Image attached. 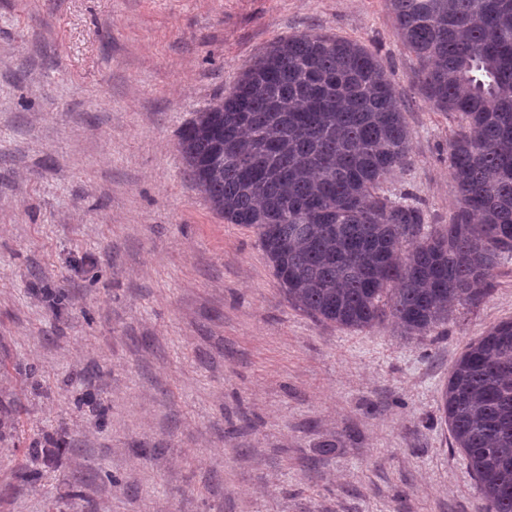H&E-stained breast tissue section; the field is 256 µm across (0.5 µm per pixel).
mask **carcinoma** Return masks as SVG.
<instances>
[{"label":"carcinoma","mask_w":512,"mask_h":512,"mask_svg":"<svg viewBox=\"0 0 512 512\" xmlns=\"http://www.w3.org/2000/svg\"><path fill=\"white\" fill-rule=\"evenodd\" d=\"M387 3L426 97L461 119L448 143L458 204L439 230L379 194L408 161L410 131L357 41L273 42L177 145L212 209L255 230L288 304L348 329L393 319L418 337L448 322V302L478 303L512 260V0ZM441 407L482 512H512V320L467 345Z\"/></svg>","instance_id":"carcinoma-1"}]
</instances>
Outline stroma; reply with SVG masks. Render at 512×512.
<instances>
[{
	"mask_svg": "<svg viewBox=\"0 0 512 512\" xmlns=\"http://www.w3.org/2000/svg\"><path fill=\"white\" fill-rule=\"evenodd\" d=\"M377 54L409 159L384 185L448 222V141L386 0H0V512H481L440 412L512 320V260L418 339L289 305L177 133L273 41ZM42 438L35 469L13 451Z\"/></svg>",
	"mask_w": 512,
	"mask_h": 512,
	"instance_id": "stroma-1",
	"label": "stroma"
}]
</instances>
